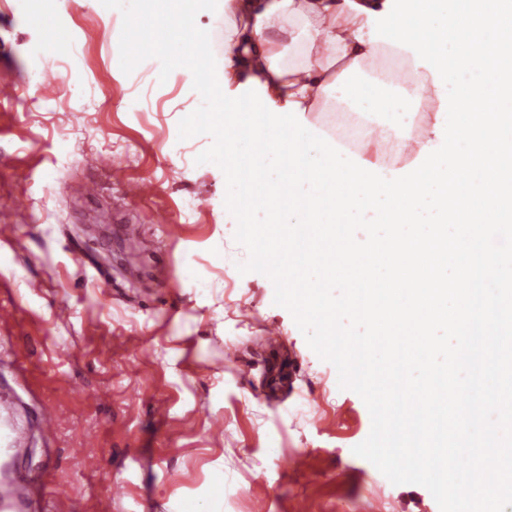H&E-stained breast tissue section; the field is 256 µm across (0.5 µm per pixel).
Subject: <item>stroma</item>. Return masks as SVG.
Here are the masks:
<instances>
[{"instance_id": "1", "label": "stroma", "mask_w": 512, "mask_h": 512, "mask_svg": "<svg viewBox=\"0 0 512 512\" xmlns=\"http://www.w3.org/2000/svg\"><path fill=\"white\" fill-rule=\"evenodd\" d=\"M23 2L0 0V83L20 89L0 103V336L30 375L20 385L0 359V411L28 426L42 410L64 417L53 439L0 456L1 477L49 468L64 490L24 512H97L117 474L127 487L110 512H372L380 495L384 512H439L425 487L354 454L365 403L275 305L272 281L239 272L225 175L196 161L212 138L179 137L201 97L181 68L113 55L136 0H63L48 23ZM50 35L68 61L32 54ZM45 73L53 93L32 98L25 84ZM138 178L157 191L134 203L118 185ZM86 179L96 197L64 193ZM143 237L154 254L127 248Z\"/></svg>"}]
</instances>
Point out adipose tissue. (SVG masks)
Listing matches in <instances>:
<instances>
[{
    "mask_svg": "<svg viewBox=\"0 0 512 512\" xmlns=\"http://www.w3.org/2000/svg\"><path fill=\"white\" fill-rule=\"evenodd\" d=\"M217 25L220 87L209 81L218 58L211 51L186 64L200 94L218 90L228 109L266 113L264 128L276 140L332 162L336 188L351 187L357 209L380 196L436 207L437 165H459L468 153L446 62L468 55L474 82L491 59L458 42L433 44L428 35L438 22L419 14L414 0H223ZM342 91L376 111L399 105L419 119L401 136L387 122L344 135L331 120Z\"/></svg>",
    "mask_w": 512,
    "mask_h": 512,
    "instance_id": "ef3b65f1",
    "label": "adipose tissue"
}]
</instances>
